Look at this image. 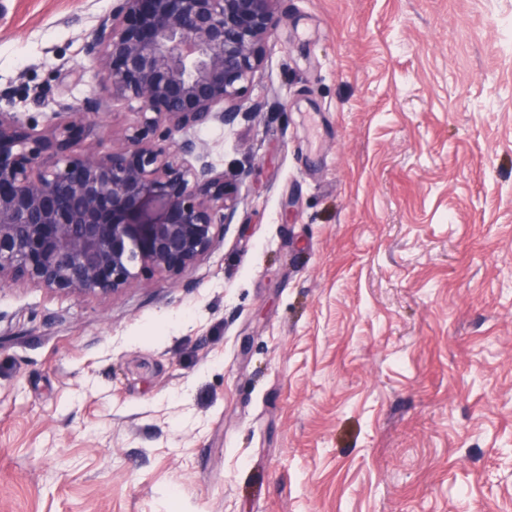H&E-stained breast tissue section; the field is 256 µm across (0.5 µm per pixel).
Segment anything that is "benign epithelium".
<instances>
[{
	"mask_svg": "<svg viewBox=\"0 0 512 512\" xmlns=\"http://www.w3.org/2000/svg\"><path fill=\"white\" fill-rule=\"evenodd\" d=\"M279 0H112L85 42L110 98L140 120L102 152L59 104L42 130L0 110V285L115 294L177 278L231 223L235 199L196 128L234 124L263 66Z\"/></svg>",
	"mask_w": 512,
	"mask_h": 512,
	"instance_id": "7a95c632",
	"label": "benign epithelium"
}]
</instances>
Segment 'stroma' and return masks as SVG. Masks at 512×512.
<instances>
[{
	"label": "stroma",
	"mask_w": 512,
	"mask_h": 512,
	"mask_svg": "<svg viewBox=\"0 0 512 512\" xmlns=\"http://www.w3.org/2000/svg\"><path fill=\"white\" fill-rule=\"evenodd\" d=\"M0 108L101 93L111 0H5ZM512 0H279L178 278L0 286V512H512ZM82 70L74 80L73 70ZM139 119L84 116L101 151Z\"/></svg>",
	"instance_id": "1"
}]
</instances>
